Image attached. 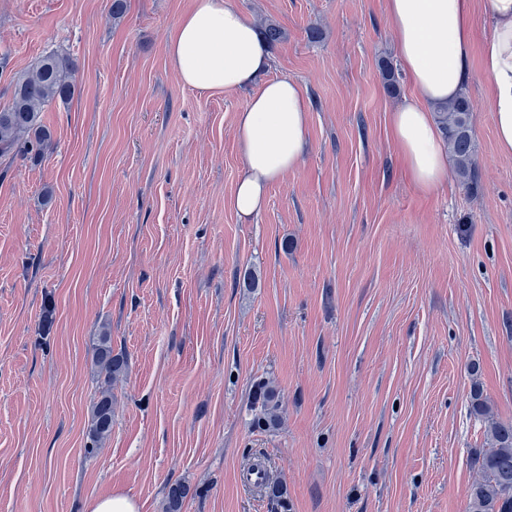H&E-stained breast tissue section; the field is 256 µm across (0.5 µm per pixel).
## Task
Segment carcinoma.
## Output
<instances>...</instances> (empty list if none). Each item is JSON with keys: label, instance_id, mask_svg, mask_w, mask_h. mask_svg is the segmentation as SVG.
<instances>
[{"label": "carcinoma", "instance_id": "1", "mask_svg": "<svg viewBox=\"0 0 512 512\" xmlns=\"http://www.w3.org/2000/svg\"><path fill=\"white\" fill-rule=\"evenodd\" d=\"M74 63L56 53L43 55L14 84L11 101L0 108V159L11 160L19 154L35 159L51 144V132L40 121L48 104L66 102L77 93L73 79ZM472 102L462 94L438 111V122L448 142L455 173L460 183L477 186L475 145L472 138ZM93 360L102 376L101 390L92 406L91 427L84 454L95 455L112 433V382L122 376L126 360L112 349V336L104 330L94 343ZM254 399L260 415L257 423L272 428L277 423V404L272 387L261 384ZM471 413L486 424L488 448L476 456L480 479L472 485L467 512H512V423L494 420L480 388L471 392ZM189 487L176 484L169 488L166 512H179Z\"/></svg>", "mask_w": 512, "mask_h": 512}]
</instances>
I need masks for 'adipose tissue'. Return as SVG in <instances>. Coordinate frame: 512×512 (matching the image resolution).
<instances>
[{
    "instance_id": "1",
    "label": "adipose tissue",
    "mask_w": 512,
    "mask_h": 512,
    "mask_svg": "<svg viewBox=\"0 0 512 512\" xmlns=\"http://www.w3.org/2000/svg\"><path fill=\"white\" fill-rule=\"evenodd\" d=\"M493 34L481 49L492 87L496 142L512 155V0H488ZM403 73L419 103L390 116V132L413 184L424 193L448 176V154L428 110L464 92L472 49L473 0H386ZM167 55L185 86L206 94L250 90L235 116L243 172L229 200L243 219L258 216L271 183L299 164L307 150L309 105L304 88L266 79L267 46L229 0H193L173 27Z\"/></svg>"
}]
</instances>
